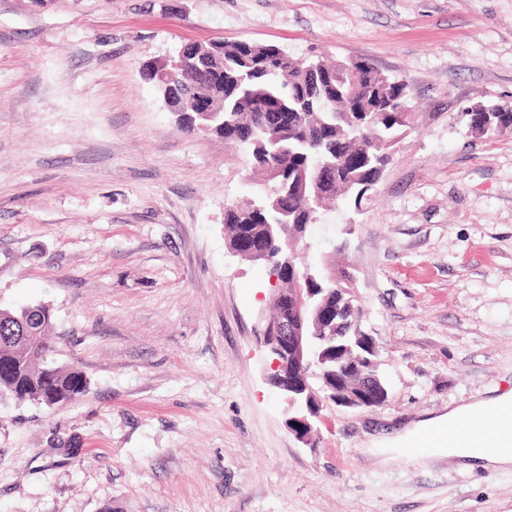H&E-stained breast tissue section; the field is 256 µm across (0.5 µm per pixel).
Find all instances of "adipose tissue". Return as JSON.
<instances>
[{
  "label": "adipose tissue",
  "mask_w": 512,
  "mask_h": 512,
  "mask_svg": "<svg viewBox=\"0 0 512 512\" xmlns=\"http://www.w3.org/2000/svg\"><path fill=\"white\" fill-rule=\"evenodd\" d=\"M433 433L438 436L437 455L461 459L471 467L512 468V392L450 408L407 430L399 442L408 448Z\"/></svg>",
  "instance_id": "ef3b65f1"
}]
</instances>
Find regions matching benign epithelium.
<instances>
[{
	"mask_svg": "<svg viewBox=\"0 0 512 512\" xmlns=\"http://www.w3.org/2000/svg\"><path fill=\"white\" fill-rule=\"evenodd\" d=\"M204 44L187 42L176 52L150 68L157 83L172 88L176 74L185 58L200 56ZM359 71L353 61H343L337 66L336 80L356 82ZM282 224L267 227L268 241L278 242V253L272 255L270 248L250 253L255 262L269 269L271 281L278 280L281 271L293 264L295 258L306 259L302 249L303 234L293 232L282 235ZM271 301L284 308V316L276 322H267L262 330L264 344L271 363L268 381L282 395L292 415L288 417V429L306 445L318 439L317 422L321 420L323 405L332 403L350 409H370L371 396L378 394L388 398L379 378L368 374L353 386H346L336 379L334 372L324 368V358L317 351V336L308 332L309 325L326 317L325 298H321L301 284L286 292L273 289Z\"/></svg>",
	"mask_w": 512,
	"mask_h": 512,
	"instance_id": "benign-epithelium-1",
	"label": "benign epithelium"
}]
</instances>
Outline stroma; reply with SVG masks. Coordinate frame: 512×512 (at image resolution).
Listing matches in <instances>:
<instances>
[{
	"label": "stroma",
	"mask_w": 512,
	"mask_h": 512,
	"mask_svg": "<svg viewBox=\"0 0 512 512\" xmlns=\"http://www.w3.org/2000/svg\"><path fill=\"white\" fill-rule=\"evenodd\" d=\"M213 39L410 90L378 184L308 238L346 241L389 399L328 405L311 446L267 381L268 271L224 236L250 156L183 132L143 73ZM504 101L512 0H0V308L50 304L57 363L91 380L0 400V512H512V470L397 447L512 390V135L455 119Z\"/></svg>",
	"instance_id": "stroma-1"
}]
</instances>
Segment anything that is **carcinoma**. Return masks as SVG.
Returning a JSON list of instances; mask_svg holds the SVG:
<instances>
[{
  "instance_id": "obj_1",
  "label": "carcinoma",
  "mask_w": 512,
  "mask_h": 512,
  "mask_svg": "<svg viewBox=\"0 0 512 512\" xmlns=\"http://www.w3.org/2000/svg\"><path fill=\"white\" fill-rule=\"evenodd\" d=\"M274 45L217 43L207 47L205 63L219 70L208 83L181 76L180 106L186 107L206 96L222 99L221 116L197 118L201 131L224 136V125L233 123L249 135L242 146L249 152L255 171L262 179L252 183L256 199L231 204L224 212V228L229 236L247 232L254 243L264 241L267 227L251 222L254 201L268 202L282 194L288 215L269 209L268 223L287 222L310 228L321 222L330 203L344 199L359 206L384 172L393 147L410 127L412 113L401 111L410 101L402 81L361 62V79L352 87L335 90L308 85V69H332L320 56L302 60L288 56ZM278 100L299 111L298 124L282 133L270 125L267 103ZM471 135L488 140L512 133V104L493 105L491 112L466 107L460 112ZM354 154L361 168L332 170L329 195L321 206L311 210V188L302 173L338 158ZM312 278L307 287L327 298L331 307L344 308L340 323L332 331L342 336L350 328L360 329L361 310L355 293V280L345 267L332 260L311 264ZM53 321L52 309L45 303L0 309V399L26 401L54 407L76 401L90 383L87 375L60 366L53 356L55 346L48 342Z\"/></svg>"
}]
</instances>
